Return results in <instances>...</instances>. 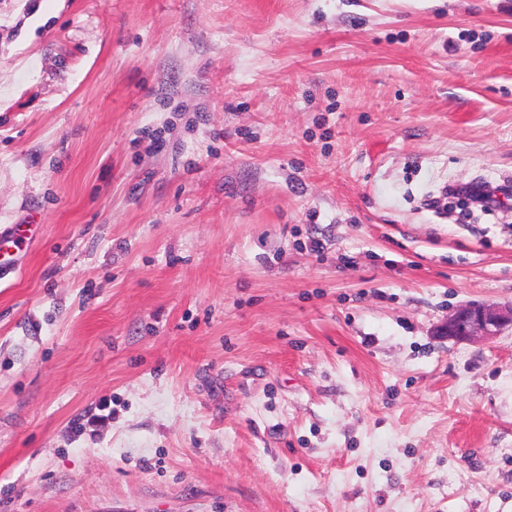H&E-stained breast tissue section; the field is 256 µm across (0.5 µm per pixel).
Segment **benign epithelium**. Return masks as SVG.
I'll return each mask as SVG.
<instances>
[{
  "mask_svg": "<svg viewBox=\"0 0 512 512\" xmlns=\"http://www.w3.org/2000/svg\"><path fill=\"white\" fill-rule=\"evenodd\" d=\"M512 330V303L466 302L456 307L442 322L436 335L455 342H487Z\"/></svg>",
  "mask_w": 512,
  "mask_h": 512,
  "instance_id": "1",
  "label": "benign epithelium"
}]
</instances>
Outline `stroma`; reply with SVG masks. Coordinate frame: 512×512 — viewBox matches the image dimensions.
I'll list each match as a JSON object with an SVG mask.
<instances>
[{"label":"stroma","instance_id":"stroma-1","mask_svg":"<svg viewBox=\"0 0 512 512\" xmlns=\"http://www.w3.org/2000/svg\"><path fill=\"white\" fill-rule=\"evenodd\" d=\"M505 176L512 0H0V512H512ZM512 330V303L466 302L456 307L442 322L436 336L455 342H487Z\"/></svg>","mask_w":512,"mask_h":512}]
</instances>
